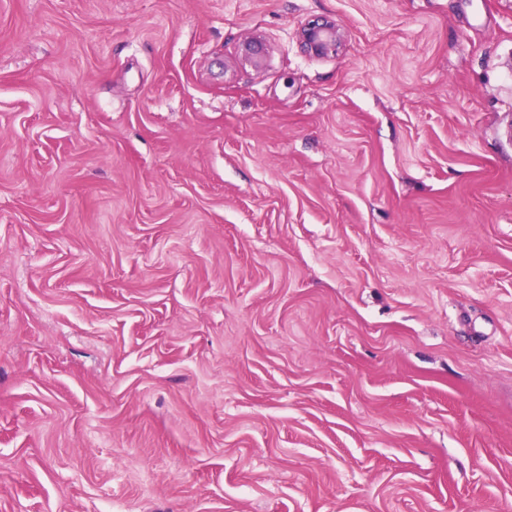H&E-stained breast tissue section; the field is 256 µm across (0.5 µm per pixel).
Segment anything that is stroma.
I'll return each mask as SVG.
<instances>
[{
    "label": "stroma",
    "instance_id": "35a3bbf8",
    "mask_svg": "<svg viewBox=\"0 0 512 512\" xmlns=\"http://www.w3.org/2000/svg\"><path fill=\"white\" fill-rule=\"evenodd\" d=\"M0 512H512V0H0ZM344 38L343 31L334 22L325 19H314L299 32V40L305 53L317 58L337 53ZM270 53L271 48L266 41L255 36H246L238 46L237 59L241 65L260 72L266 67Z\"/></svg>",
    "mask_w": 512,
    "mask_h": 512
}]
</instances>
